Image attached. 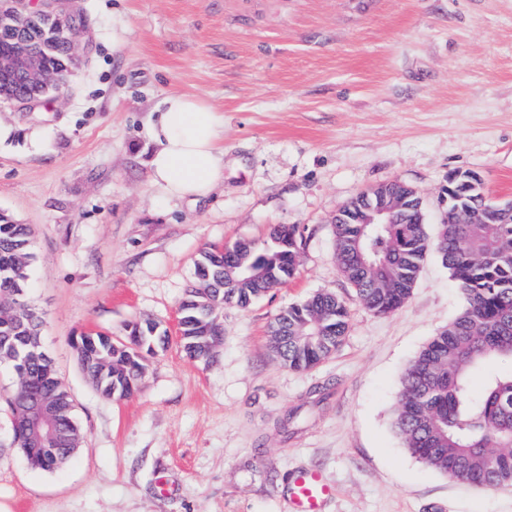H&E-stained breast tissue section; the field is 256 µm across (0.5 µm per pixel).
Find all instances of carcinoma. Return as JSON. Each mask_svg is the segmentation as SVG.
Instances as JSON below:
<instances>
[{
	"mask_svg": "<svg viewBox=\"0 0 512 512\" xmlns=\"http://www.w3.org/2000/svg\"><path fill=\"white\" fill-rule=\"evenodd\" d=\"M31 40L51 42L47 69H63L64 42L52 40L38 23ZM388 191L405 198L395 224H357L360 199L336 213V265L358 301L377 315L397 311L409 299L424 258L440 257L463 296V306L448 326L432 337L400 378L393 428L420 464L457 482L478 488L512 486V207L490 201L474 171H452L442 201L445 218L436 239L417 223L419 198L406 185ZM301 241L295 225L275 226L261 243L235 241L203 249L195 277L179 305V340L189 359L208 364L214 336L223 329L218 311L245 308L297 270ZM34 257L33 229L0 212V362L14 369L15 384L6 404L12 415V444L31 467L53 471L76 454L81 431L72 397L42 351V319L26 298ZM164 328L146 319L129 324L121 339L101 332L73 336L70 344L94 389L106 399L133 396L149 358L163 343ZM348 312L333 293L320 292L283 308L270 321V339L280 362L306 371L341 344ZM479 374L484 387L471 391ZM44 403L55 435L43 440L32 432L26 410Z\"/></svg>",
	"mask_w": 512,
	"mask_h": 512,
	"instance_id": "obj_1",
	"label": "carcinoma"
}]
</instances>
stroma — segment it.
<instances>
[{
    "label": "stroma",
    "mask_w": 512,
    "mask_h": 512,
    "mask_svg": "<svg viewBox=\"0 0 512 512\" xmlns=\"http://www.w3.org/2000/svg\"><path fill=\"white\" fill-rule=\"evenodd\" d=\"M86 25L68 83L36 112L0 101V212L34 230L28 298L83 441L52 472L11 443L0 367V512H291L290 477L321 471L324 512H512V487L470 488L413 459L392 428L402 373L463 299L435 255L395 313L365 309L340 275L333 218L394 180L429 235L452 170L512 202V0H69ZM127 28L112 41V24ZM171 93L224 113V182L205 200L151 182L150 111ZM44 131L41 143L27 138ZM302 236L293 279L225 306L219 355L178 341L134 396L100 397L70 336L152 318L176 329L198 253ZM347 306L336 351L305 372L274 360L268 325L321 292Z\"/></svg>",
    "instance_id": "stroma-1"
}]
</instances>
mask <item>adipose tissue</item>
Listing matches in <instances>:
<instances>
[{
  "label": "adipose tissue",
  "mask_w": 512,
  "mask_h": 512,
  "mask_svg": "<svg viewBox=\"0 0 512 512\" xmlns=\"http://www.w3.org/2000/svg\"><path fill=\"white\" fill-rule=\"evenodd\" d=\"M151 180L163 194L192 202L224 181V113L198 96L170 94L154 108Z\"/></svg>",
  "instance_id": "adipose-tissue-1"
}]
</instances>
